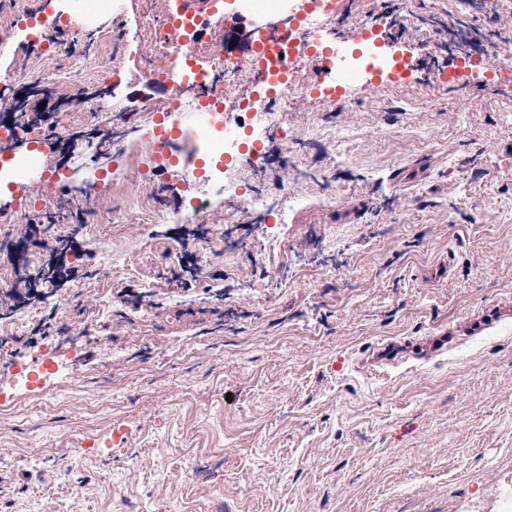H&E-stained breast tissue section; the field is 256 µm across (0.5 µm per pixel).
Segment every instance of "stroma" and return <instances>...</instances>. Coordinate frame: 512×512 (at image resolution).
Wrapping results in <instances>:
<instances>
[{
    "mask_svg": "<svg viewBox=\"0 0 512 512\" xmlns=\"http://www.w3.org/2000/svg\"><path fill=\"white\" fill-rule=\"evenodd\" d=\"M86 30L112 36L85 73L44 92L35 76L67 66L86 31L32 51L24 31L0 52V126L25 152L15 111L83 107L44 169L68 187L35 189L19 209L0 196V289L36 273L45 251L28 224H54L78 249L57 260L82 272L44 300L0 314V512H503L512 503V40L495 41L484 68L448 86L438 68L467 25L448 0H392L415 65L404 84L362 83L339 100L313 96L318 65L301 56L304 93L260 142L264 164L199 150L184 122L179 164L160 175L156 114L167 99L143 92L141 57L159 47L143 15L166 19L165 0H95ZM206 17L183 50L225 53L250 67V38L288 27L284 14L245 16L228 28ZM123 138L133 156L98 149ZM239 187V196L225 192ZM287 195H280V185ZM263 189L265 213L248 207ZM205 213L181 222L180 206ZM153 203L139 221L134 201ZM208 271L180 285L183 252ZM446 275L436 276L440 262ZM55 313L60 333L31 349ZM435 354L375 363L389 345ZM59 350L42 392L11 366L40 367ZM52 321H55V314L51 312L31 330V336L13 337L12 341L18 344V349L33 347L42 339L50 336L53 329L59 330L56 322L53 323Z\"/></svg>",
    "mask_w": 512,
    "mask_h": 512,
    "instance_id": "1",
    "label": "stroma"
}]
</instances>
